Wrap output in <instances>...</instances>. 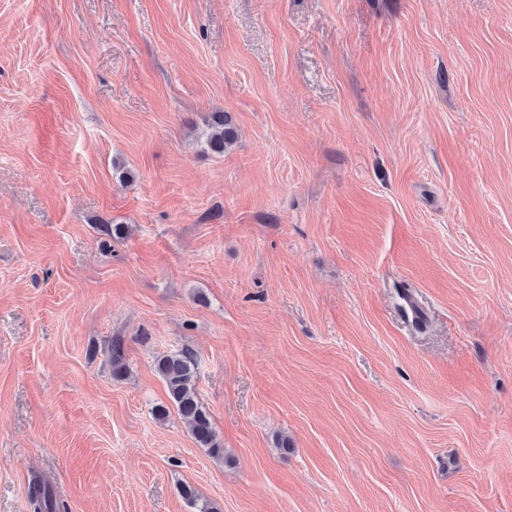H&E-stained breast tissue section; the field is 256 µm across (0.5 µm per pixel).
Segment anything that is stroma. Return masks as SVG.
Here are the masks:
<instances>
[{
  "label": "stroma",
  "mask_w": 512,
  "mask_h": 512,
  "mask_svg": "<svg viewBox=\"0 0 512 512\" xmlns=\"http://www.w3.org/2000/svg\"><path fill=\"white\" fill-rule=\"evenodd\" d=\"M182 349L224 460L154 416ZM36 477L512 512V0H0V512ZM203 132L206 149L221 155L236 143L237 133L231 117L224 112H212L204 118Z\"/></svg>",
  "instance_id": "obj_1"
}]
</instances>
